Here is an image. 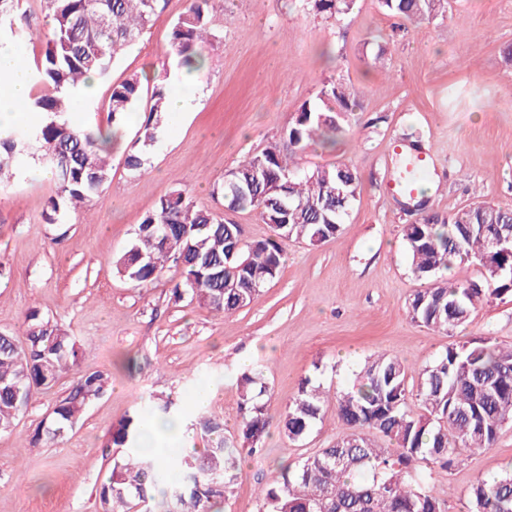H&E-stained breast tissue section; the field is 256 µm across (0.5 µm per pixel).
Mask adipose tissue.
Instances as JSON below:
<instances>
[{
    "label": "adipose tissue",
    "mask_w": 512,
    "mask_h": 512,
    "mask_svg": "<svg viewBox=\"0 0 512 512\" xmlns=\"http://www.w3.org/2000/svg\"><path fill=\"white\" fill-rule=\"evenodd\" d=\"M34 85L30 64L21 57L0 51V123L7 126L28 124L35 115L26 109Z\"/></svg>",
    "instance_id": "1"
}]
</instances>
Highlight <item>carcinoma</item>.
Segmentation results:
<instances>
[{
  "mask_svg": "<svg viewBox=\"0 0 512 512\" xmlns=\"http://www.w3.org/2000/svg\"><path fill=\"white\" fill-rule=\"evenodd\" d=\"M162 0H40L52 25L45 51L35 62V82L44 91L31 109L43 120L21 133L0 126V188L25 174L31 161L49 167L57 182L48 223L63 224L70 207L91 201L111 178L103 130L76 129L67 120L72 97L90 78L105 79L113 62L135 43L161 7ZM315 11L347 15L356 0H311ZM394 17L429 21L444 14L448 0H379ZM212 0H190L173 24L170 52L179 65L198 69V46L210 35ZM31 16L22 0H0V47L30 39ZM143 83L133 75L112 85L107 127L120 122L142 97ZM168 90L155 83L148 117L124 164L134 175L147 171V148L154 143L168 109ZM359 102L346 84L326 80L317 101L305 102L295 122L275 143L228 170L213 192L231 210L251 209L270 225L275 237L246 243L240 225L196 207L180 190L162 198L135 230L133 243L113 260L126 280L144 286L158 280L169 265L180 269L175 293L189 294L219 314L251 303L282 267L280 240L318 245L339 234L358 192V177L345 165L304 169L296 158L317 143L336 144L354 119ZM404 239L413 275L424 281L409 299L412 321L451 336L479 304L512 293V254L493 251L490 241L512 233V208L477 202L441 220L428 216L407 224ZM470 258L483 268L482 282L446 276L457 260ZM25 338L0 333V431L14 428L29 401L52 388L78 365L82 346L58 323L31 311ZM408 370L395 356L367 361L351 390L336 398V416L344 432L328 447L285 467L263 489L269 512H445V500L428 487L429 470L451 468L464 456L492 448L502 428L512 424V347L491 336L450 344L418 373L408 389ZM112 384L104 371L79 372L67 395L37 436L58 440ZM241 418L236 433L224 435L220 417L188 414L169 397L156 395L111 432L109 446L125 449L99 489L103 512H134L144 504L156 512H217L237 481L243 453L262 449L271 427L290 441L304 438L325 414L322 392L304 378L288 410L278 420L267 413L266 383L244 372L237 378ZM419 402L420 412L409 399ZM190 420L210 439L201 454L165 461L140 446L154 419ZM392 447L377 444L374 435ZM180 496H172L174 491ZM469 512H512V470L481 478L472 486Z\"/></svg>",
  "mask_w": 512,
  "mask_h": 512,
  "instance_id": "cac0c4a2",
  "label": "carcinoma"
}]
</instances>
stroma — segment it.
Here are the masks:
<instances>
[{
  "label": "stroma",
  "mask_w": 512,
  "mask_h": 512,
  "mask_svg": "<svg viewBox=\"0 0 512 512\" xmlns=\"http://www.w3.org/2000/svg\"><path fill=\"white\" fill-rule=\"evenodd\" d=\"M188 4L163 0L109 79L73 99L75 126L105 123L114 83L176 74L169 34ZM203 53L201 84L189 88L186 111L169 113L143 176L125 168L123 147L138 136L146 98L121 127L110 182L67 223L46 222L57 185L36 165L0 189V331L22 336L26 312L37 309L83 344L80 370L112 376L108 392L57 442L34 435L65 397L69 372L30 401L14 429L0 432V512H101L98 489L122 459L109 445L112 429L152 395L193 413L197 393L213 390L206 410L231 434L240 421L237 378L246 370L267 383L276 418L304 377L332 400L352 387L365 360L383 353L414 375L454 342L492 336L512 344L508 294L479 306L450 337L413 323L406 304L423 283L403 239L404 225L426 214L444 219L479 201L512 205V0H450L443 17L420 23L386 16L379 0H357L351 14L336 17L308 0H214ZM374 53L379 60L368 65ZM328 79L359 91V120L335 147L313 146L299 164L340 162L357 172L358 194L339 235L316 246L285 241L278 277L228 316L190 295L174 298L177 270L146 287L115 272L112 261L137 224L176 189L240 224L246 241L269 238L257 213L225 209L212 185L244 156L278 142ZM399 144L421 146L432 161L425 211H403L391 187ZM342 432L330 407L300 441L272 433L263 452L243 460L224 512H260L261 491L280 467L296 466ZM510 465L507 426L490 450L435 469L430 485L448 512H466L477 479Z\"/></svg>",
  "instance_id": "35a3bbf8"
}]
</instances>
